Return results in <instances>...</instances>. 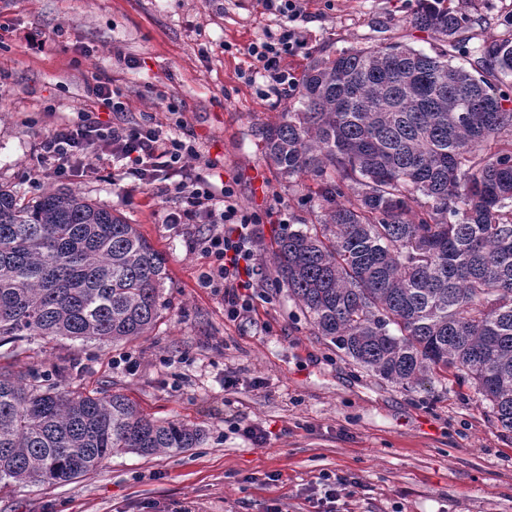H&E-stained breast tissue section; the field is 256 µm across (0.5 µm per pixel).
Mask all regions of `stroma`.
<instances>
[{"mask_svg":"<svg viewBox=\"0 0 512 512\" xmlns=\"http://www.w3.org/2000/svg\"><path fill=\"white\" fill-rule=\"evenodd\" d=\"M419 0H310L296 21L305 47L282 64L399 41L431 52L410 23ZM484 38L508 36L512 0H470ZM282 20L260 0H0V184L36 196L42 136L80 110L111 121L91 89L110 77L121 121L190 132L238 205L258 214L253 312L224 315V291L202 287L207 261L191 249L200 224H170L175 201L109 165L70 187L121 213L162 251L165 308L149 335L100 345L26 338L0 347V368L46 378L56 367L81 389L118 391L156 419L193 423L206 438L176 454L111 457L64 485H13L0 512H318L326 479L347 477L339 512H512V433L496 426L470 384L405 388L376 376L318 336L278 286L272 247L314 222L306 185L282 179L260 132L290 94L266 92L248 45ZM263 427L254 445L241 428Z\"/></svg>","mask_w":512,"mask_h":512,"instance_id":"stroma-1","label":"stroma"}]
</instances>
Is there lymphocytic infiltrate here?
<instances>
[{"mask_svg":"<svg viewBox=\"0 0 512 512\" xmlns=\"http://www.w3.org/2000/svg\"><path fill=\"white\" fill-rule=\"evenodd\" d=\"M268 13L287 18L286 26L266 32L248 47L257 62V74L265 77L272 91L291 90L293 75L281 66L283 56L295 55L305 43L293 23L304 16L305 0H262ZM193 141L164 132L162 125L105 124L90 112L78 122L43 136L37 147V167L42 175L66 179L90 172L89 158L120 164L124 172L142 183L171 182L181 205L167 215L171 224H204L208 232L199 246L210 261L201 282L224 290V313L230 320L249 316L253 309L254 241L257 215L239 208L232 185L214 184L207 176L216 161H206L205 171L191 170L189 160L198 158Z\"/></svg>","mask_w":512,"mask_h":512,"instance_id":"obj_1","label":"lymphocytic infiltrate"}]
</instances>
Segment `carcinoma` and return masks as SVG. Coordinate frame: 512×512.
Here are the masks:
<instances>
[{
    "label": "carcinoma",
    "instance_id": "obj_1",
    "mask_svg": "<svg viewBox=\"0 0 512 512\" xmlns=\"http://www.w3.org/2000/svg\"><path fill=\"white\" fill-rule=\"evenodd\" d=\"M481 22L421 0L411 23L434 54L390 42L315 59L261 136L280 175L316 184L317 222L281 234L273 265L317 334L398 385L469 381L512 432V38L470 44ZM167 278L138 225L78 191L0 186V338L136 339ZM204 438L120 392L0 371V490Z\"/></svg>",
    "mask_w": 512,
    "mask_h": 512
}]
</instances>
